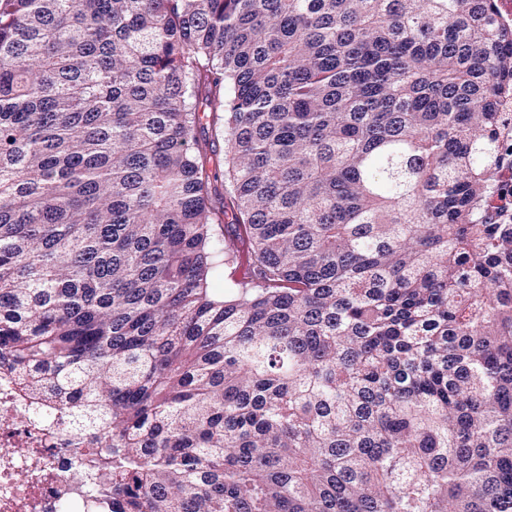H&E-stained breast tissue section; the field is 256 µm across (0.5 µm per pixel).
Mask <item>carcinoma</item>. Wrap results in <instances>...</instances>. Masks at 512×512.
Here are the masks:
<instances>
[{
  "label": "carcinoma",
  "instance_id": "cac0c4a2",
  "mask_svg": "<svg viewBox=\"0 0 512 512\" xmlns=\"http://www.w3.org/2000/svg\"><path fill=\"white\" fill-rule=\"evenodd\" d=\"M498 17L0 0V378L61 512H512ZM207 117L203 119V123L207 126V130L209 131V136L215 140L213 150L214 155H212L211 162L209 164L210 169L212 171H216L218 176L219 183L220 179L224 181V113L218 112L217 115L213 117L210 116V112H206ZM218 118V119H217Z\"/></svg>",
  "mask_w": 512,
  "mask_h": 512
}]
</instances>
